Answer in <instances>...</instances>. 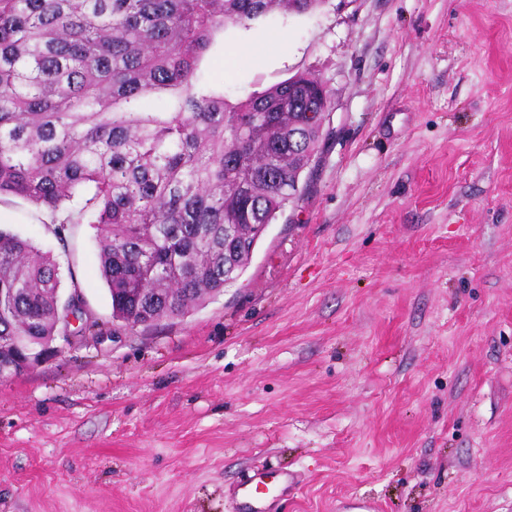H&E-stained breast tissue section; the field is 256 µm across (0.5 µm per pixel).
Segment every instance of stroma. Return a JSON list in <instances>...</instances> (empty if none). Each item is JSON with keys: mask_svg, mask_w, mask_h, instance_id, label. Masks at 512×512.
Returning <instances> with one entry per match:
<instances>
[{"mask_svg": "<svg viewBox=\"0 0 512 512\" xmlns=\"http://www.w3.org/2000/svg\"><path fill=\"white\" fill-rule=\"evenodd\" d=\"M218 34L230 101L328 85L318 164L238 281L183 316L113 320L92 225L0 228L65 267L106 334L0 379V512H512V0H324ZM285 475L271 472H258L250 484L240 488L241 496L245 499L248 512H265V503L271 504L282 498L288 488ZM255 503V504H254Z\"/></svg>", "mask_w": 512, "mask_h": 512, "instance_id": "1", "label": "stroma"}]
</instances>
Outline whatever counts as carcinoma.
Segmentation results:
<instances>
[{
	"label": "carcinoma",
	"instance_id": "carcinoma-1",
	"mask_svg": "<svg viewBox=\"0 0 512 512\" xmlns=\"http://www.w3.org/2000/svg\"><path fill=\"white\" fill-rule=\"evenodd\" d=\"M322 0H0V198L46 214L62 243L97 230L112 319L152 321L224 292V225L270 224L303 191L321 124L288 111V81L229 101L198 74L224 28ZM161 107L149 111V97ZM300 130L288 157V128ZM295 185L288 196V184ZM60 264L0 230V339L57 328Z\"/></svg>",
	"mask_w": 512,
	"mask_h": 512
}]
</instances>
